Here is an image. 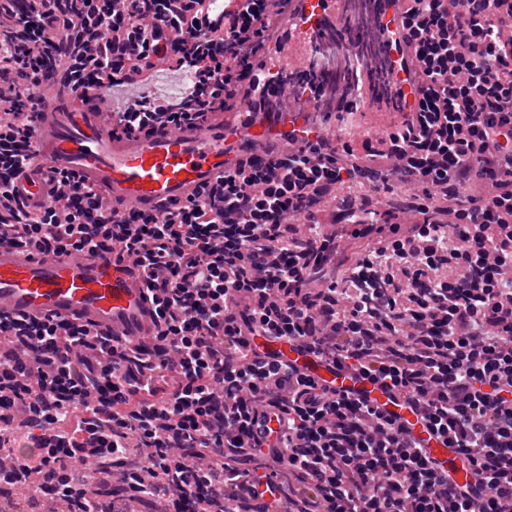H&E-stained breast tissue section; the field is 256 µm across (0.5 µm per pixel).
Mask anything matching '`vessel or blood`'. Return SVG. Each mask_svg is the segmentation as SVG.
I'll list each match as a JSON object with an SVG mask.
<instances>
[{"mask_svg":"<svg viewBox=\"0 0 512 512\" xmlns=\"http://www.w3.org/2000/svg\"><path fill=\"white\" fill-rule=\"evenodd\" d=\"M410 6L411 0H372L356 28L360 35H372L376 58L389 64L397 107L378 103L371 78H364L363 95L350 110L367 113L368 121L320 126L315 137L332 143L341 140L360 152L365 144H379L392 129L391 114L404 117L412 112L417 68L414 44L403 25ZM345 16L346 0H294L283 17L285 35L279 47L254 63L232 109L213 107L203 122L178 129L159 127L117 139L112 135L109 104L89 94L79 105L71 104L62 92L46 94L38 124L43 172L64 171L86 178L106 194L117 213L139 211L163 217L215 184L225 168L285 156L294 121L311 113L314 102L308 97L284 101L283 87L270 74L280 67L303 72L311 46L341 27ZM262 99L277 102V110H257ZM18 196L28 206L41 205L40 174L23 178ZM0 313L28 318L50 315L89 334H108L132 346L151 341L158 332L141 271L117 244L92 255L74 251L46 255L36 249L0 246ZM262 347L337 391H367L373 405L412 431L430 458L453 469L458 483L472 482L470 470L458 466L455 451L430 437L419 415L395 403L387 388L352 369L329 365L296 343L266 340Z\"/></svg>","mask_w":512,"mask_h":512,"instance_id":"b4317fda","label":"vessel or blood"}]
</instances>
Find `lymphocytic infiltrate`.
<instances>
[{
	"label": "lymphocytic infiltrate",
	"instance_id": "obj_1",
	"mask_svg": "<svg viewBox=\"0 0 512 512\" xmlns=\"http://www.w3.org/2000/svg\"><path fill=\"white\" fill-rule=\"evenodd\" d=\"M267 2L0 0L6 241L47 254L121 244L159 322L153 346L130 348L0 315V482L27 481L33 502L61 483L82 489L90 455L115 461L129 497L88 512H250L262 486L272 512H512V0H411L417 110L389 149L361 158L320 142L252 161L162 219L117 214L66 173L46 180L38 208L13 200L38 155L45 91L111 102L116 136L200 121L280 43ZM167 69L178 97L153 90ZM350 183L412 201L337 209ZM254 337L303 343L406 399L462 454L480 496L367 400L248 357ZM267 410L282 416L278 436L246 447ZM28 426L33 450L15 456Z\"/></svg>",
	"mask_w": 512,
	"mask_h": 512
}]
</instances>
